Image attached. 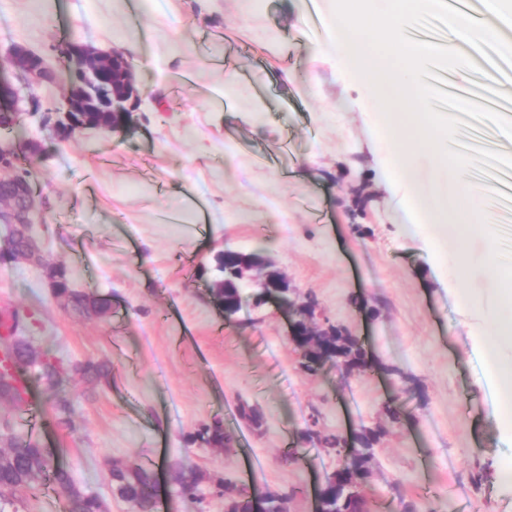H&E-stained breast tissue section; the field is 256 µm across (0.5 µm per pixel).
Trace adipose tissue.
Returning <instances> with one entry per match:
<instances>
[{"instance_id":"obj_1","label":"adipose tissue","mask_w":512,"mask_h":512,"mask_svg":"<svg viewBox=\"0 0 512 512\" xmlns=\"http://www.w3.org/2000/svg\"><path fill=\"white\" fill-rule=\"evenodd\" d=\"M483 7V19L462 14L446 20L448 44L459 67L477 80L487 75L482 45L502 40L505 30L512 29V0H483Z\"/></svg>"}]
</instances>
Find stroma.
<instances>
[{
    "label": "stroma",
    "mask_w": 512,
    "mask_h": 512,
    "mask_svg": "<svg viewBox=\"0 0 512 512\" xmlns=\"http://www.w3.org/2000/svg\"><path fill=\"white\" fill-rule=\"evenodd\" d=\"M159 2L160 22L134 13L131 0H0V56L19 44L56 73L52 98L13 132L43 144L33 162L42 209L32 234L46 262L0 263V318H17L18 338L62 362L61 389L74 404L64 426L44 386H31L20 405L0 395V448L35 436L104 512H134L112 491L116 464L154 472L157 512H224L221 479L292 491L288 512H317L314 487L337 462L299 444L300 429L313 414L322 431L345 437L385 425L388 382L379 372L307 375L277 305H247L225 321L203 272L223 244L268 253L331 323L369 337L373 359L418 379L400 396L407 420L385 426L376 446L371 512H400L403 499L423 512H512V489L495 478L512 464V428L488 418L470 363L485 315L454 310L450 260L405 237L410 192L380 175L361 85L314 59L330 41L326 0H255L247 17L234 0ZM174 30L195 49L171 60ZM130 32L157 52L135 68L144 92L136 130L50 137L69 74L58 43L107 51ZM487 66L493 81L475 85L463 71L451 78L461 96L512 113V97L501 95L512 83V52L488 51ZM229 68L239 81L234 106L261 105L260 119L213 111ZM485 184L495 229L512 237V169ZM50 263L69 288L108 299L109 311L58 299ZM88 362L105 365L107 378H85L79 368ZM244 405L261 411V427L242 418ZM217 418L230 449L193 438ZM292 448L298 459L284 464ZM178 465L204 475L202 499L174 492L169 471Z\"/></svg>",
    "instance_id": "35a3bbf8"
}]
</instances>
